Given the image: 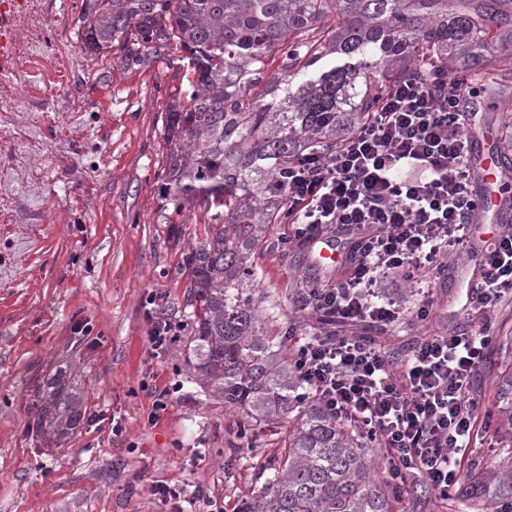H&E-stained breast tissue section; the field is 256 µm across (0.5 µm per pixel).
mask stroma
Returning <instances> with one entry per match:
<instances>
[{
	"instance_id": "stroma-1",
	"label": "stroma",
	"mask_w": 512,
	"mask_h": 512,
	"mask_svg": "<svg viewBox=\"0 0 512 512\" xmlns=\"http://www.w3.org/2000/svg\"><path fill=\"white\" fill-rule=\"evenodd\" d=\"M49 2L39 52L51 58L57 40H68L74 70L27 114L51 178L50 197L30 202L40 214L35 235L22 245L0 234V262L18 264L10 280H0V512H187L200 498L240 512L277 436L260 425L238 438L232 410L201 386L181 342L157 357L148 351L147 299L163 297L171 321L184 312L182 250L157 220L167 153L162 115L179 78L159 61L122 72L111 60L86 56L76 34L79 0ZM462 107L470 113L474 157L495 153L501 113L469 93ZM283 231L271 225L255 261L262 287L289 300L300 286L296 253L305 252L313 276L337 270L318 264L317 240L278 248ZM476 272V261L463 256L449 265L434 285L439 316L428 327L409 324L397 336L373 324L347 331L380 339L397 360L426 332L469 330ZM497 322V346L477 388L501 426L491 447L473 452L481 469L512 457V302L499 308ZM81 323L91 332H78ZM59 364L83 387L90 420L45 448L31 433L27 402L37 380ZM144 380L179 387L154 423ZM113 419L125 426L123 437H113ZM160 481L180 498L153 496Z\"/></svg>"
}]
</instances>
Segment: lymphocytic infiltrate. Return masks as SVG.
Segmentation results:
<instances>
[{
  "label": "lymphocytic infiltrate",
  "mask_w": 512,
  "mask_h": 512,
  "mask_svg": "<svg viewBox=\"0 0 512 512\" xmlns=\"http://www.w3.org/2000/svg\"><path fill=\"white\" fill-rule=\"evenodd\" d=\"M471 83L469 75L445 74L398 84L326 155L289 166L281 246L325 225L354 238L342 275L303 289L296 311L337 324L424 326L437 316L429 290L410 307L389 288L429 287L448 258L469 251L476 200L460 98ZM482 254L470 297L473 330L423 337L401 362L362 336L288 338V364L304 395L380 451L396 499L421 477L436 499L447 500L469 448L499 427L493 411H481L473 380L490 358L498 308L512 299V225L497 226Z\"/></svg>",
  "instance_id": "1"
}]
</instances>
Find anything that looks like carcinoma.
Listing matches in <instances>:
<instances>
[{
    "instance_id": "1",
    "label": "carcinoma",
    "mask_w": 512,
    "mask_h": 512,
    "mask_svg": "<svg viewBox=\"0 0 512 512\" xmlns=\"http://www.w3.org/2000/svg\"><path fill=\"white\" fill-rule=\"evenodd\" d=\"M82 49L122 70L163 59L185 69L169 95L158 219L204 225L183 250L184 324L194 368L233 409L239 435L258 423L283 446L242 512H394L360 431L300 382L277 331L279 296L259 289L255 252L286 219L280 173L356 130L418 66L464 70L497 111L512 103V0H81ZM44 445L86 421L59 367L32 394ZM468 506L512 503V467L468 476Z\"/></svg>"
}]
</instances>
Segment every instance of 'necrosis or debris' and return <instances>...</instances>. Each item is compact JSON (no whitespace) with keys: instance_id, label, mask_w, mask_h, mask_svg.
Here are the masks:
<instances>
[{"instance_id":"obj_1","label":"necrosis or debris","mask_w":512,"mask_h":512,"mask_svg":"<svg viewBox=\"0 0 512 512\" xmlns=\"http://www.w3.org/2000/svg\"><path fill=\"white\" fill-rule=\"evenodd\" d=\"M47 0H25L15 13L11 59H21L34 78L22 86H10L0 92V223L9 225L16 240L29 238L32 227L24 219L26 201L14 189L16 181H24L31 193L45 195L49 182L35 160L41 151L39 141L31 137L23 111L16 104L25 98L38 104L47 87L65 81L71 74L72 51L67 42L55 45L49 62L35 57L34 49L43 37Z\"/></svg>"}]
</instances>
